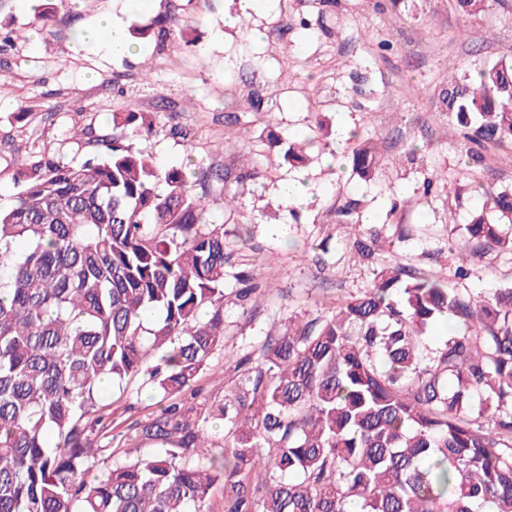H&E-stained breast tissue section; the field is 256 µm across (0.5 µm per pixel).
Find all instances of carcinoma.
<instances>
[{
  "instance_id": "1",
  "label": "carcinoma",
  "mask_w": 512,
  "mask_h": 512,
  "mask_svg": "<svg viewBox=\"0 0 512 512\" xmlns=\"http://www.w3.org/2000/svg\"><path fill=\"white\" fill-rule=\"evenodd\" d=\"M477 16L488 0H454ZM180 33L157 14L138 38ZM463 152L512 148V60L477 62L439 92ZM152 112L112 113L74 138L76 165L17 147L20 187L0 206V512H512V284L450 288L388 263L328 314L288 322L234 387L197 410L200 375L224 345L227 230L209 219L207 172L160 167L138 141ZM352 169L378 156L357 137ZM451 246L467 262L512 256V187ZM207 318H201L202 311ZM446 317L443 346L426 329ZM142 376L153 417L113 434L103 393ZM224 421L212 439L208 418ZM157 446L114 458L116 448ZM112 463L97 466L101 458Z\"/></svg>"
}]
</instances>
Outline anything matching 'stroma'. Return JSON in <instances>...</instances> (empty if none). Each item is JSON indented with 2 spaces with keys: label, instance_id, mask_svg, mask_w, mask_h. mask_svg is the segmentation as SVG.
Instances as JSON below:
<instances>
[{
  "label": "stroma",
  "instance_id": "35a3bbf8",
  "mask_svg": "<svg viewBox=\"0 0 512 512\" xmlns=\"http://www.w3.org/2000/svg\"><path fill=\"white\" fill-rule=\"evenodd\" d=\"M38 0H0V23L22 29L26 43L0 52V77L12 84L0 98V205L17 188L3 169L13 141L51 146L65 161L82 152L71 127L102 129L112 113L135 108L155 113L158 135L141 146L160 166L209 168L223 173L212 183L216 222L232 219L233 275L224 283V345L200 378L203 408L222 400L234 367L257 356L267 337L288 319L318 317L337 299L357 293L385 262L408 263L456 285L449 244L482 206L473 191L479 180L512 183V149L481 162L461 157L438 93L450 78L477 60L512 58V0H491L469 18L454 0H57L48 27L34 18ZM170 11L183 32L164 49L134 43L112 55L108 42L92 37L104 17L144 25ZM309 30H301L300 20ZM260 99L258 112L239 111L245 96ZM25 113L17 121V113ZM377 140L373 179L352 172L345 158L354 139H340L339 122ZM188 130L180 138L178 130ZM283 142L314 138L303 162L290 165L266 135ZM447 174L461 188L447 197L425 187ZM309 183L311 203L291 208L277 193L280 181ZM239 206L227 213L224 198ZM359 203L351 224L336 221L347 201ZM371 244L360 257L354 241ZM512 274V257L489 254L473 264L468 288L499 287ZM105 421L122 431L152 417L157 399L141 380L127 395L105 393Z\"/></svg>",
  "mask_w": 512,
  "mask_h": 512
}]
</instances>
